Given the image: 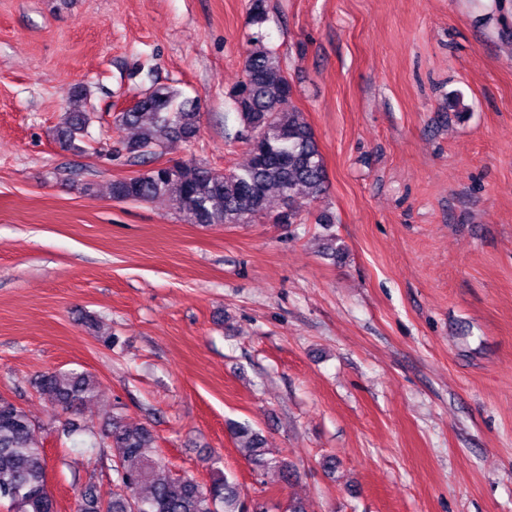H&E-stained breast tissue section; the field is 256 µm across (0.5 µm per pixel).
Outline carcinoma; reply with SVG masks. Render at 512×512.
Segmentation results:
<instances>
[{"instance_id":"1","label":"carcinoma","mask_w":512,"mask_h":512,"mask_svg":"<svg viewBox=\"0 0 512 512\" xmlns=\"http://www.w3.org/2000/svg\"><path fill=\"white\" fill-rule=\"evenodd\" d=\"M250 24L258 32L250 38L243 59L246 78L228 93V102L239 122L236 137L249 148L250 160L238 171H219L188 161L157 163L167 142H192L200 130V112L193 104L175 106L178 91L152 83L142 91V100L117 121L137 130L125 150L134 159L149 160L144 172L112 182V198L148 204L168 197L175 211L193 224H246L268 209L271 194L282 203L279 224H298L299 208L293 206L298 190L309 197L326 191V172L314 132L303 113L292 104L293 88L276 50L266 46L260 32L268 19L267 0H248ZM74 107L60 126L66 146L86 134L93 119L86 89L74 88ZM35 387L51 397L62 412L73 414L94 397L95 381L87 371L52 370L40 374ZM229 430L248 460L260 470L277 467L289 475L290 465L268 456L261 433L246 423L231 422ZM92 448H116L112 498H99L95 486L79 493L77 512H249L239 500L236 486L224 472H213L202 485L190 477L173 476L169 462L149 457L144 449L156 437L148 426L126 424L122 407L112 405L99 433L86 430ZM9 502L11 512H55L48 487L44 443L26 411L0 396V501Z\"/></svg>"}]
</instances>
